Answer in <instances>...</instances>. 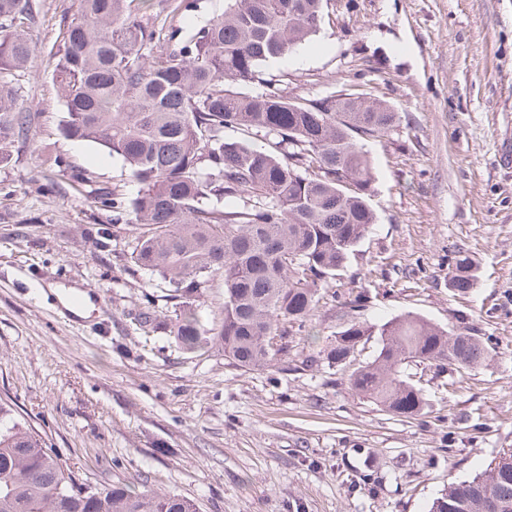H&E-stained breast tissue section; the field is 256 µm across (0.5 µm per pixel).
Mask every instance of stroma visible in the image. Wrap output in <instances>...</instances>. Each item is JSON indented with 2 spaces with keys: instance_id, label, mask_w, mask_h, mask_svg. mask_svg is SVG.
<instances>
[{
  "instance_id": "1",
  "label": "stroma",
  "mask_w": 512,
  "mask_h": 512,
  "mask_svg": "<svg viewBox=\"0 0 512 512\" xmlns=\"http://www.w3.org/2000/svg\"><path fill=\"white\" fill-rule=\"evenodd\" d=\"M39 4L27 69L0 78L30 114L0 163V400L75 471L198 512H427L512 448V0H328L312 40L262 66L292 100L359 92L396 114L365 144L376 222L320 284L312 321L327 344L360 292V321L412 312L494 347L460 372L410 365L426 402L413 418L357 395L349 370L301 366L300 336L263 370L213 343L179 348L185 305L218 327L224 282L173 292L134 265V225L76 190L79 171L108 192L128 170L62 134L52 49L78 2ZM223 9L199 0L186 18L150 0L143 17L187 29ZM461 251L464 294L448 286Z\"/></svg>"
}]
</instances>
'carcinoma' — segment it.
Returning <instances> with one entry per match:
<instances>
[{"instance_id": "1", "label": "carcinoma", "mask_w": 512, "mask_h": 512, "mask_svg": "<svg viewBox=\"0 0 512 512\" xmlns=\"http://www.w3.org/2000/svg\"><path fill=\"white\" fill-rule=\"evenodd\" d=\"M53 54L65 137L122 158L137 186L112 188V223L135 224L134 264L184 292L224 280V316L213 340L239 367L263 369L287 352L288 333L309 335L318 283L331 278L370 232L372 166L361 139L383 135L396 113L360 96L290 101L263 63L298 50L319 32L324 0H225L224 13L188 35L148 24L135 0H78ZM36 0H0V74L26 66L25 27ZM257 81L263 91L237 89ZM29 115L0 85V163ZM265 140L257 147L225 131ZM471 262L455 261L450 287L472 286ZM373 361L351 388L403 417L424 398L404 375L411 363L467 369L482 363L479 336L407 312L381 324L349 321L316 358L342 365L370 337ZM179 347L206 340L188 307ZM0 512H196L165 489L91 486L11 406L0 403ZM428 512H512V450L471 481L451 483Z\"/></svg>"}]
</instances>
